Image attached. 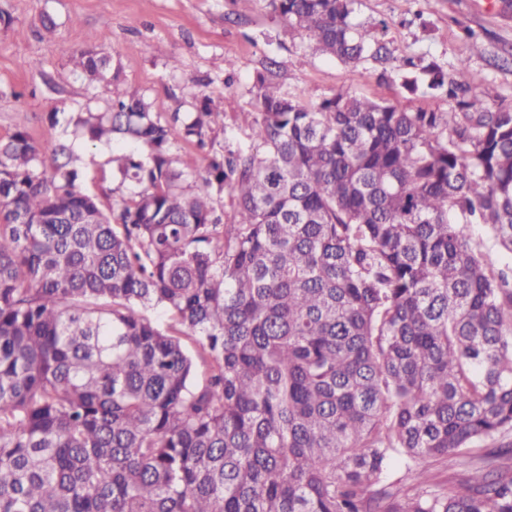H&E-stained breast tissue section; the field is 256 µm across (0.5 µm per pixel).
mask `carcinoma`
<instances>
[{
    "label": "carcinoma",
    "instance_id": "carcinoma-1",
    "mask_svg": "<svg viewBox=\"0 0 512 512\" xmlns=\"http://www.w3.org/2000/svg\"><path fill=\"white\" fill-rule=\"evenodd\" d=\"M266 2L450 109L307 105L268 58L256 145L218 152L211 98L165 118L81 52L111 105L48 121L135 190L106 203L73 144L47 166L27 132L0 139V512H512L506 463L405 502L384 486L395 457L423 480L512 435V107L482 106L464 59L394 56L357 0Z\"/></svg>",
    "mask_w": 512,
    "mask_h": 512
}]
</instances>
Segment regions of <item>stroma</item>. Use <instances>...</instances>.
I'll return each mask as SVG.
<instances>
[{
	"instance_id": "1",
	"label": "stroma",
	"mask_w": 512,
	"mask_h": 512,
	"mask_svg": "<svg viewBox=\"0 0 512 512\" xmlns=\"http://www.w3.org/2000/svg\"><path fill=\"white\" fill-rule=\"evenodd\" d=\"M1 12L12 21L0 23V139L21 128L47 150L73 140L66 126L49 124L48 113L102 112L111 102L106 85L87 86L71 72L70 55L90 39L119 61L127 90L154 112L185 115L194 109V94L213 99L220 110L212 133L218 149L229 134L249 144L250 88L268 56L281 62L284 87L306 101L341 90L410 109L448 107L447 99L409 93L401 77L381 84L368 71L313 53L300 33L274 19L265 0L246 10L231 0H0ZM356 19L385 22L382 38L396 55L431 56L450 71L466 60L484 104H512V0H358ZM466 26L475 31L481 54L466 56ZM27 59L40 61L41 69L24 68ZM73 142L85 183L104 193H129L112 172L107 147ZM493 448V441L481 440L462 465L432 463L428 483L453 487L461 469L484 465Z\"/></svg>"
}]
</instances>
